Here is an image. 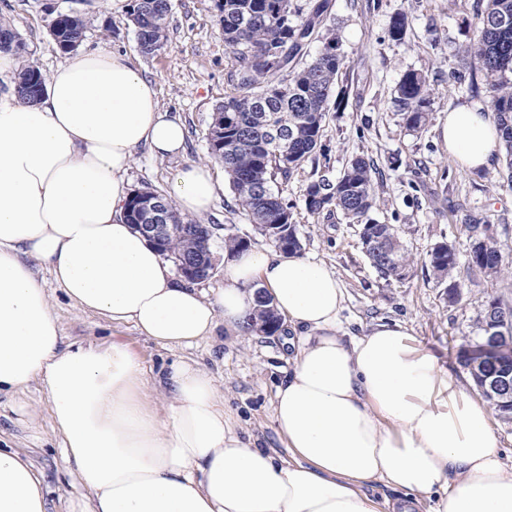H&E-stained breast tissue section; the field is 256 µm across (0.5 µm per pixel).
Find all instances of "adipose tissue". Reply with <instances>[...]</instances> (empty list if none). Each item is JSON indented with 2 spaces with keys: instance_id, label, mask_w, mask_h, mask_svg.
Wrapping results in <instances>:
<instances>
[{
  "instance_id": "1",
  "label": "adipose tissue",
  "mask_w": 512,
  "mask_h": 512,
  "mask_svg": "<svg viewBox=\"0 0 512 512\" xmlns=\"http://www.w3.org/2000/svg\"><path fill=\"white\" fill-rule=\"evenodd\" d=\"M441 136L469 170L490 168L501 149L478 106L449 111ZM142 147L183 154L186 128L125 53H70L32 104L0 94V393L44 380L64 460L89 494L80 512H388L367 493L373 483L406 493L398 512H512V465L486 405L403 324L342 335L344 290L325 264L249 249L225 253L223 288L176 283L124 218ZM219 188L190 163L172 193L200 215ZM38 265L82 311L133 322L163 345L193 343L220 321L241 328L261 282L289 328L306 330L290 340L272 407L292 461L235 432L198 365L161 379L170 402L160 413L127 346L65 344ZM47 508L32 464L0 448V512Z\"/></svg>"
}]
</instances>
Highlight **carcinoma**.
<instances>
[{
	"mask_svg": "<svg viewBox=\"0 0 512 512\" xmlns=\"http://www.w3.org/2000/svg\"><path fill=\"white\" fill-rule=\"evenodd\" d=\"M224 31L230 65V92L214 111L224 116V146L208 144L210 156L224 164L238 205L253 224H286L282 238L288 254L301 251L291 204L279 186L287 183L321 147L323 124L331 109L333 85L343 65L336 36L323 39L313 60L301 64L307 45L315 38L316 19L326 4L308 6L309 18L298 23L299 6L285 12L281 0H214ZM172 0H132L128 17L142 53L151 55L167 42V19ZM478 39L463 56L477 63L491 91L490 106L500 127L508 186L512 188V0H486L478 13ZM87 20L75 13H59L50 33L59 49L68 53L85 39ZM22 49L17 32L0 23V50ZM46 77L29 62L16 80L19 98L32 102L44 90ZM397 98L406 127L418 131L428 120L429 89L426 76L409 71L402 77ZM374 163L356 157L334 182L319 178L306 187L305 206L313 214H342L360 227L363 242L376 246L366 251L370 265L385 279H401L412 259L391 224L369 217L376 204ZM177 224L195 227L180 218L173 199L151 192ZM195 245L193 239L172 234L167 249L181 254ZM428 262L433 276L446 285L448 300L455 302L460 285L454 273L459 255L453 243L442 241L431 249ZM467 268L496 278L503 271L497 241L478 243L467 256ZM488 380L512 367L497 362L489 350L483 365Z\"/></svg>",
	"mask_w": 512,
	"mask_h": 512,
	"instance_id": "cac0c4a2",
	"label": "carcinoma"
}]
</instances>
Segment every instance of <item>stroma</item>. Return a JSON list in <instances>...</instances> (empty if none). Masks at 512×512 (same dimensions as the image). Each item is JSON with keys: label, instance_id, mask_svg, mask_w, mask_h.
Segmentation results:
<instances>
[{"label": "stroma", "instance_id": "obj_1", "mask_svg": "<svg viewBox=\"0 0 512 512\" xmlns=\"http://www.w3.org/2000/svg\"><path fill=\"white\" fill-rule=\"evenodd\" d=\"M172 3L168 41L152 55L139 49L127 11L103 8L101 0H0V21L11 24L24 44L17 54L20 63L36 62L48 73L65 59L50 34L54 13L83 14L88 20L84 48L126 53L155 83L161 107L180 114L186 126L184 158L157 159L138 149L127 173L130 190L167 194L183 162L206 165L224 184L212 209L200 217L201 223L219 227L212 243L216 259H223L224 239L230 235L248 238L254 248H270L227 187L222 163L208 153L213 112L229 89L219 18L211 0ZM483 6V0H329L322 27L333 30L340 41L344 65L335 88L346 97L326 115L322 151L283 187L293 205L302 255L325 263L345 290L343 332L360 336L377 322L403 323L417 346L435 355L475 396L480 390L460 355L478 340L488 302L512 301V189L502 185L504 161L489 169H464L449 157L439 130L449 110L459 105H490L483 75L461 59L462 48L477 38V13ZM398 13L407 16L409 25L402 39L394 40L388 28ZM411 70L426 75L430 90L429 118L418 131L406 128L395 101L400 80ZM358 155L381 172L371 216L394 225L411 256L403 279H385L371 267L357 225L342 215L313 214L305 207L311 181L336 179ZM484 222L494 226L506 270L491 279L459 268L460 297L449 302L431 272L428 254L447 240L460 257H467L472 227ZM49 297L65 343L125 344L150 380L175 363L199 365L215 378L224 412L239 433L252 436L257 447L287 457L272 419V402L288 374L289 330L246 335L220 324L197 343L164 346L132 323L115 324L79 310L57 289H50ZM0 445L33 463L48 490L49 512H72L83 500L85 492L64 460L43 380L0 394Z\"/></svg>", "mask_w": 512, "mask_h": 512}]
</instances>
